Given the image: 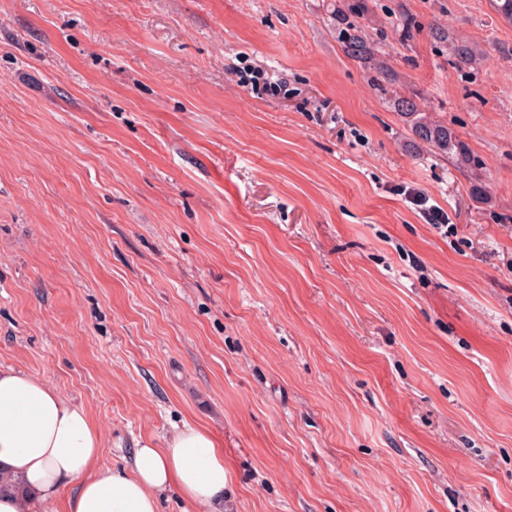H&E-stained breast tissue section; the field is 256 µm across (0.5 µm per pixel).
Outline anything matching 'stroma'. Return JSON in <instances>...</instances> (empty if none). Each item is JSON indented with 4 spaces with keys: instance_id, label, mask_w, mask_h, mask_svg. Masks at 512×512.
<instances>
[{
    "instance_id": "1",
    "label": "stroma",
    "mask_w": 512,
    "mask_h": 512,
    "mask_svg": "<svg viewBox=\"0 0 512 512\" xmlns=\"http://www.w3.org/2000/svg\"><path fill=\"white\" fill-rule=\"evenodd\" d=\"M0 363L85 407L105 470L198 424L225 512H512V24L0 0ZM350 30L355 31V28H346L339 33L344 53L360 61H372L375 55L373 44L356 32L351 33ZM397 108L409 123L413 134L431 147L434 154L454 155L460 164L469 160L463 143L448 129V125L435 119L426 120L425 116H421L423 113L419 112L414 97H400Z\"/></svg>"
}]
</instances>
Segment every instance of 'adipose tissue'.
Returning a JSON list of instances; mask_svg holds the SVG:
<instances>
[{
  "mask_svg": "<svg viewBox=\"0 0 512 512\" xmlns=\"http://www.w3.org/2000/svg\"><path fill=\"white\" fill-rule=\"evenodd\" d=\"M103 450L84 407L0 366V472L18 482L0 488V512H159L160 495L172 491L203 512H224V451L198 425L183 424L162 448L137 441L126 470L100 471ZM69 486L73 494L61 499Z\"/></svg>",
  "mask_w": 512,
  "mask_h": 512,
  "instance_id": "obj_1",
  "label": "adipose tissue"
}]
</instances>
